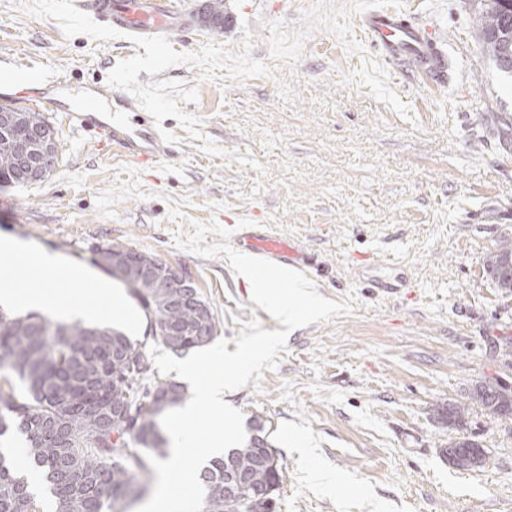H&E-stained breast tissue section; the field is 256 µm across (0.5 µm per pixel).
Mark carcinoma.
<instances>
[{"label":"carcinoma","instance_id":"cac0c4a2","mask_svg":"<svg viewBox=\"0 0 512 512\" xmlns=\"http://www.w3.org/2000/svg\"><path fill=\"white\" fill-rule=\"evenodd\" d=\"M512 13L507 0H483L475 27L495 69L512 61ZM23 123L0 130V175L15 171V152L24 147L29 129L45 122L41 112L5 109ZM512 255V237H503L484 266ZM150 326L171 324L176 336L154 340L175 354L204 346L195 336V309L176 307L148 283L131 286ZM172 383L150 373L140 344L112 327L54 323L29 314L12 317L0 311V437L14 424L25 435L26 463L18 464L10 449L0 450V512H38L39 501L25 471H37L53 498L56 512H123L122 503L140 491L137 471L147 470L146 450L164 459L168 438L155 402L167 396ZM479 387L499 392L491 416L512 420V390L486 381ZM108 399L135 413L130 425L112 422L102 430L98 415L84 405ZM252 440L236 448L234 464L251 473L256 488L278 491L283 466L253 465ZM206 495L203 512H245L224 497V460L200 470Z\"/></svg>","mask_w":512,"mask_h":512}]
</instances>
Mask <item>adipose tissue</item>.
I'll return each mask as SVG.
<instances>
[{"mask_svg": "<svg viewBox=\"0 0 512 512\" xmlns=\"http://www.w3.org/2000/svg\"><path fill=\"white\" fill-rule=\"evenodd\" d=\"M0 262L22 269L10 287L0 289V303L42 310L57 309L58 297L51 283L46 282L36 288L30 283L31 273L55 270L59 265L57 257L47 253H31L24 243L4 239L0 241Z\"/></svg>", "mask_w": 512, "mask_h": 512, "instance_id": "adipose-tissue-1", "label": "adipose tissue"}]
</instances>
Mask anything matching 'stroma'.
Listing matches in <instances>:
<instances>
[{"mask_svg":"<svg viewBox=\"0 0 512 512\" xmlns=\"http://www.w3.org/2000/svg\"><path fill=\"white\" fill-rule=\"evenodd\" d=\"M398 5L433 26L448 81L427 85L360 28ZM223 36L153 52L77 18L70 0H0V60L76 81L120 80L181 142L140 168L57 129L45 180L0 187V237L58 256L61 300L106 284L119 326L155 347L137 299L94 264L121 246L182 268L235 351L243 326L280 324L227 258L175 236L265 226L308 253L307 275L347 314L293 330L260 386L225 393L261 421L284 465L276 512H512V421L472 399L512 388V293L483 263L512 236V80L473 26L478 0H224ZM464 409L463 426L446 421ZM487 450L463 470L444 453Z\"/></svg>","mask_w":512,"mask_h":512,"instance_id":"obj_1","label":"stroma"}]
</instances>
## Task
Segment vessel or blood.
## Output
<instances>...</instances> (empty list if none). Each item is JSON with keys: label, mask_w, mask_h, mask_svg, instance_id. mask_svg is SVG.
<instances>
[{"label": "vessel or blood", "mask_w": 512, "mask_h": 512, "mask_svg": "<svg viewBox=\"0 0 512 512\" xmlns=\"http://www.w3.org/2000/svg\"><path fill=\"white\" fill-rule=\"evenodd\" d=\"M79 12L91 15L103 29L122 35L127 46L165 45L174 35L223 34L229 22L224 0H72ZM361 26L371 43L386 57L411 67L424 83L445 81L448 59L435 29L400 8L387 6L366 12ZM9 80L16 92L0 93L5 106H34L53 112L70 132L87 134L111 147L128 163L149 167L179 155L175 140L154 120L141 98L105 81L77 86L68 75L47 79L40 71L0 65V81ZM234 243L261 259L306 270V253L287 241L242 225Z\"/></svg>", "instance_id": "vessel-or-blood-1"}]
</instances>
